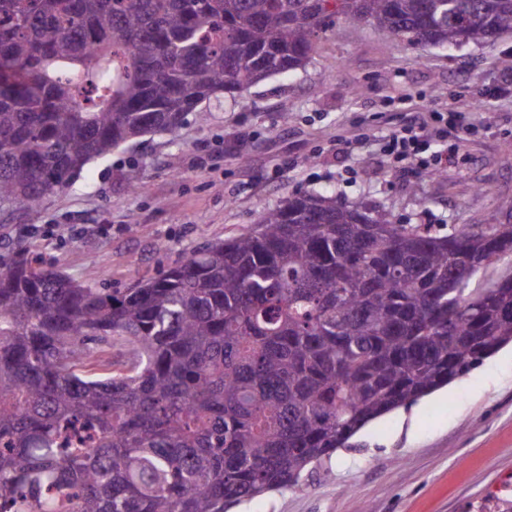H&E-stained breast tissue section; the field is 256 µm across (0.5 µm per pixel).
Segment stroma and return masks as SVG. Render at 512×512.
I'll return each instance as SVG.
<instances>
[{
  "instance_id": "stroma-1",
  "label": "stroma",
  "mask_w": 512,
  "mask_h": 512,
  "mask_svg": "<svg viewBox=\"0 0 512 512\" xmlns=\"http://www.w3.org/2000/svg\"><path fill=\"white\" fill-rule=\"evenodd\" d=\"M512 32L459 49L409 46L345 21L320 33L305 68L245 98L200 104L175 133L144 136L84 167L33 208L0 206V260L19 251L81 283L124 289L206 243L247 232L296 194L333 192L403 224H512ZM470 110L480 126L438 174L392 170L380 142L410 113ZM358 139L355 150L345 143ZM147 184L132 192L131 181ZM73 224L95 232L73 238ZM512 492V360L380 417L310 466L300 487L232 512H477Z\"/></svg>"
}]
</instances>
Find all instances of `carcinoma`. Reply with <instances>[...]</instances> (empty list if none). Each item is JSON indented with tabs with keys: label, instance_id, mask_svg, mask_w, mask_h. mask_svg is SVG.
Masks as SVG:
<instances>
[{
	"label": "carcinoma",
	"instance_id": "1",
	"mask_svg": "<svg viewBox=\"0 0 512 512\" xmlns=\"http://www.w3.org/2000/svg\"><path fill=\"white\" fill-rule=\"evenodd\" d=\"M367 23L410 46L512 30V0H0V205L174 133ZM512 224L437 234L303 194L113 293L0 264V498L14 512H228L512 342ZM459 288L448 292V276ZM512 274V256H505L487 271L481 272L473 281L472 288H483L501 276Z\"/></svg>",
	"mask_w": 512,
	"mask_h": 512
}]
</instances>
